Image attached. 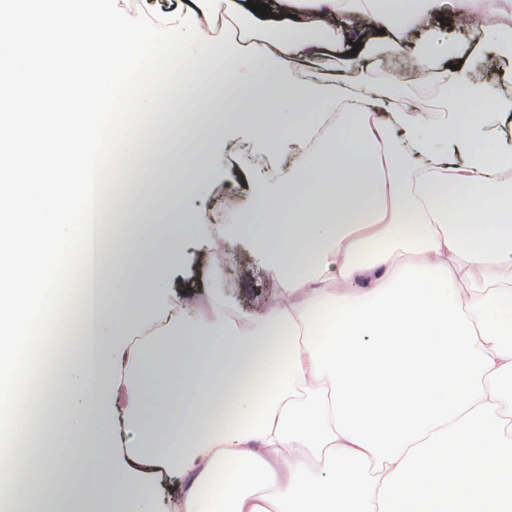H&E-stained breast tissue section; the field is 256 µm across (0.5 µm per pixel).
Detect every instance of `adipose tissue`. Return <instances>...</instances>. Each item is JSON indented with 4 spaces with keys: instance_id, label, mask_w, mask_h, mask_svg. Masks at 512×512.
I'll use <instances>...</instances> for the list:
<instances>
[{
    "instance_id": "ef3b65f1",
    "label": "adipose tissue",
    "mask_w": 512,
    "mask_h": 512,
    "mask_svg": "<svg viewBox=\"0 0 512 512\" xmlns=\"http://www.w3.org/2000/svg\"><path fill=\"white\" fill-rule=\"evenodd\" d=\"M336 12L370 20L372 41L385 45L434 17L467 18L470 47L430 38L413 50L437 81L443 116L367 84L328 136L342 88L297 80L290 63L335 44L326 18ZM224 20L235 32L217 41L184 13L139 51L188 50L187 84L199 63L216 66L234 91L225 130L292 156L280 185L254 182L239 202L248 220L237 231L280 289L260 315L195 307L146 341L113 337L107 355L106 284L123 288L113 328L151 324L159 280L136 258L169 254L174 240L94 235L92 347L59 376L63 449L20 477L14 512H56L61 496L73 512H149L151 477L167 472L183 484L169 512H512V143L492 133L512 117V96L498 90L512 69L485 76V48L512 43V15L503 0H284L270 16L224 0ZM393 127L396 152L384 147ZM405 158L419 163L415 179L399 172ZM209 177L201 155L174 166L173 228L184 225L177 202ZM400 250L413 261L386 278ZM93 435L109 445L72 486L64 448ZM466 454L479 469L464 468ZM47 477L55 495L27 493Z\"/></svg>"
}]
</instances>
